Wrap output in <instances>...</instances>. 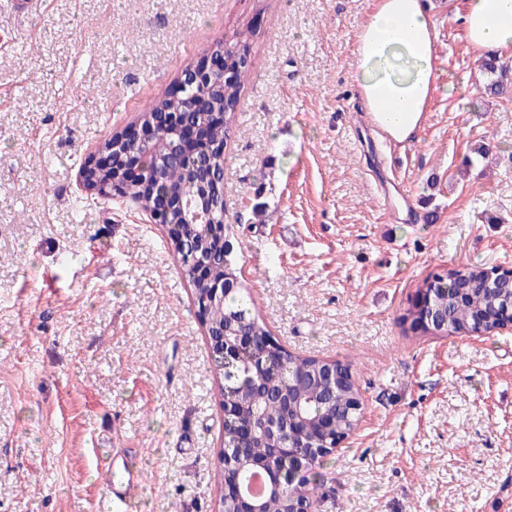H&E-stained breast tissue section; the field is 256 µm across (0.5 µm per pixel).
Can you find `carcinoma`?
I'll use <instances>...</instances> for the list:
<instances>
[{
    "label": "carcinoma",
    "instance_id": "1",
    "mask_svg": "<svg viewBox=\"0 0 512 512\" xmlns=\"http://www.w3.org/2000/svg\"><path fill=\"white\" fill-rule=\"evenodd\" d=\"M250 31H240L224 41V68L229 75L215 74L199 88L181 89L179 95L166 92L140 116L141 125H149L153 113L173 110L183 113L184 126L198 135L193 145L181 144L182 130L154 131L148 142H127L124 147L135 158L145 159L139 177L128 176L127 166L115 165L94 177V181L117 189L136 199L153 212L159 223L171 228L169 249L182 278L192 288L202 326L208 333L224 332L227 339L249 336L250 350L243 352L230 368L232 379L224 381V365L215 363L214 381L231 412L224 416V447L231 456L242 455L255 462L266 459V449L286 448L276 462L282 487L307 497L305 507L314 512L316 504L308 498L301 481L288 479V454L302 453L314 470L321 465L322 454L313 449L337 437L357 430L359 412L355 410L358 387L350 361L334 363L292 353L272 338L259 316L250 291L238 281L232 258L233 244L227 243L230 225L217 210L207 222H192L196 211L197 173L206 172L210 184L221 182L224 172V148L235 127V112L245 80L254 66L249 50ZM489 75L485 91L494 97L512 96V68L490 55L482 62ZM236 283L214 297L215 289ZM512 299V277L508 273L489 275L481 264L448 268L426 278L416 297L401 315V322L425 336H466L479 329L492 330L504 305ZM346 373L349 383L335 390L327 387L330 367ZM327 422L328 434L315 426ZM260 419L278 421V433L259 431L247 444L236 438L235 427L242 421ZM246 473L239 460L217 462V497L224 510L233 509L234 486H244Z\"/></svg>",
    "mask_w": 512,
    "mask_h": 512
}]
</instances>
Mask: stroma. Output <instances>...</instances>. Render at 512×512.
<instances>
[{
  "label": "stroma",
  "instance_id": "1",
  "mask_svg": "<svg viewBox=\"0 0 512 512\" xmlns=\"http://www.w3.org/2000/svg\"><path fill=\"white\" fill-rule=\"evenodd\" d=\"M373 2L0 6V512H101L116 448L144 473L123 512H217L224 409L167 232L76 202L81 162L248 26L224 150L239 277L288 350L354 362L363 402L321 512H512V331L400 322L430 274L512 268V98L483 92L466 0H427L439 86L412 140L382 139L352 79Z\"/></svg>",
  "mask_w": 512,
  "mask_h": 512
}]
</instances>
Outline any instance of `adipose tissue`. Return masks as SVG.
<instances>
[{
	"label": "adipose tissue",
	"mask_w": 512,
	"mask_h": 512,
	"mask_svg": "<svg viewBox=\"0 0 512 512\" xmlns=\"http://www.w3.org/2000/svg\"><path fill=\"white\" fill-rule=\"evenodd\" d=\"M464 33L476 50L512 55V0H468ZM353 79L373 125L398 143L415 136L438 83L425 0H376L358 35Z\"/></svg>",
	"instance_id": "obj_1"
}]
</instances>
